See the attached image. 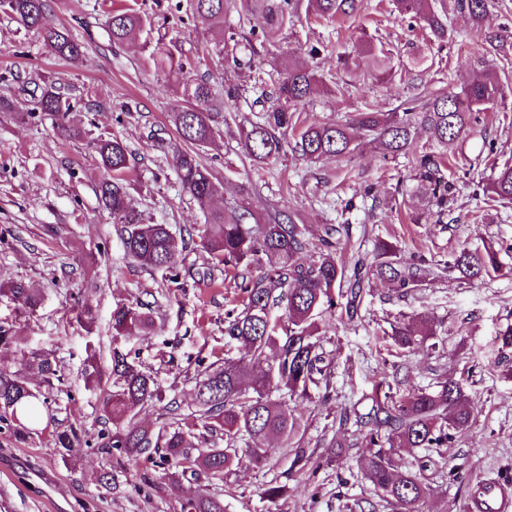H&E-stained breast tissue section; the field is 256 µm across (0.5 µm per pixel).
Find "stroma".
<instances>
[{"label": "stroma", "instance_id": "35a3bbf8", "mask_svg": "<svg viewBox=\"0 0 512 512\" xmlns=\"http://www.w3.org/2000/svg\"><path fill=\"white\" fill-rule=\"evenodd\" d=\"M177 0H113L152 20L151 30L113 44L99 0H48L52 20L83 43L78 64L55 57L41 38L0 11V283L23 282L40 299L25 316L0 297V326L15 330L26 374L48 385L51 403L26 440L0 431V512H187V494L223 499L225 512H390L380 506L359 469L368 450L356 415L371 407L377 386L393 398L433 386L447 373L462 379L471 426L449 440L447 472L426 512H468L467 491L487 475L512 480V357L498 351L500 331L512 327V204H489L485 185L495 164L512 158V44L493 49L464 15H455L447 43L438 44L424 22L400 17L393 0H363L356 16L332 23L298 15L275 42H263L259 18L234 9L223 29L204 30L175 8ZM388 50L392 71L377 79L362 60V46ZM189 59L183 74L144 66L154 47ZM318 48L314 58L324 89L301 106L302 120L345 121L354 113L392 112L405 99L427 91L458 89L481 61L504 84L505 96L459 141L444 147V174L457 191L442 223L418 189L410 156H386L361 139L358 151L312 163L285 148L257 167L244 154L238 127L257 120L265 93L283 76L289 56ZM59 82L77 109L68 116L74 136L58 129L57 116L37 111L34 81ZM219 85L234 94L214 117L215 146L202 149V163L222 183L216 207L232 211L249 189L259 220L277 212L306 225L311 240L322 227L350 221V236L337 248L344 260L371 252L376 239L396 242L405 259L441 258L460 249L492 246L501 268L465 283L450 271L407 296L388 284L367 286L357 316H323L321 341L334 357L328 385L288 407L301 428L289 441L271 440L263 467L245 464L221 481L187 479L169 486L164 471L117 460L105 447L112 423L104 394L87 386V373L108 379L112 350L128 352L157 373L166 397L192 410L200 364L240 358V344L224 337V312L241 305L236 270L214 267L204 248L205 214L183 196L173 167L182 143L171 117L183 110L184 82ZM120 138L131 154L133 205L173 232L190 230L182 254L183 288L153 307L151 334L112 336V313L149 301L162 288L159 274L125 256L112 217L98 202L103 175L92 140L101 132ZM434 319L442 349L400 351L391 327L415 315ZM49 356L58 378L46 381L36 359ZM77 428L71 448L54 435ZM338 455L328 456L331 442ZM302 447L321 458L313 471L290 470L292 451ZM110 473L104 483L102 473ZM285 486L278 500L262 497L269 481Z\"/></svg>", "mask_w": 512, "mask_h": 512}]
</instances>
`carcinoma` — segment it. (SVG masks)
<instances>
[{
    "label": "carcinoma",
    "mask_w": 512,
    "mask_h": 512,
    "mask_svg": "<svg viewBox=\"0 0 512 512\" xmlns=\"http://www.w3.org/2000/svg\"><path fill=\"white\" fill-rule=\"evenodd\" d=\"M237 0H187L193 18L206 28L224 26V14ZM247 11L261 14L266 28L263 37L272 41L293 23L300 0H243ZM398 11L424 20L438 40L448 37L447 8L435 7L434 0H396ZM453 9L468 16L482 39L493 45L512 38V31L483 28L489 0H452ZM0 8L27 31L41 37L57 57L79 63L84 50L80 42L58 28L50 19L46 0H0ZM307 9L315 17L329 20L357 9V0H308ZM151 26L148 15L127 6L108 11L112 43L121 45ZM367 62L380 75L390 74L389 57L384 50H367ZM148 63L157 69L184 72L189 61H173L167 54L150 55ZM322 83V76L303 57L291 58L286 76L279 83L274 99H266L261 120L241 131L243 152L256 164H266L288 144V133L297 138L301 155L311 161L348 156L357 148L353 130L378 143L387 155L409 153L417 130L439 145H448L465 135L478 114L503 97V86L487 72H477L470 83L456 91L442 89L425 100L405 103L401 112H359L346 123L314 122L300 126L295 120L298 106L305 103ZM36 108L61 116L74 105L55 84L39 86ZM183 94L194 106L174 113V124L188 149L175 152L174 162L181 193L196 202L207 214L205 249L211 263L248 269L240 289L243 309L224 314V337L238 342L246 356L224 359L205 368L195 382L196 410L186 413L176 399L164 406L168 423L154 430L141 424L139 414L164 401L156 376L128 361V354L112 350V391L104 409L114 431L107 443L114 453L129 462L148 460L167 469L171 484L178 488L182 477L198 481L224 480L243 462L255 467L266 461V442L272 438L288 441L298 424L283 402H273V390L286 389L289 395L306 396L309 387L329 382L333 365L319 336V319L344 306L353 317L363 297L365 281L375 276L388 282L392 290L405 296L429 280L431 264L419 258L405 262L395 243L378 239L372 258L359 256L349 268L329 251L342 225L323 227L322 245L328 251L309 260L312 243L307 227L292 217L276 213L268 221L251 222L248 199H242L229 213L211 207L223 186L202 165L192 147L211 145L218 130L211 109L224 101V89L207 83L183 84ZM104 176L98 185L103 208L112 215L124 254L161 273L162 279L176 282L180 277L181 255L187 247L166 224H151L130 202L127 185L131 171L127 147L111 136L94 139ZM415 177L429 206L435 208V223L448 211V197L456 188L442 174V157L421 152L413 157ZM490 199L512 203V161L497 167L486 184ZM443 268L456 270L473 282L500 268L492 248L461 250L443 261ZM17 301L29 314L36 312L39 300L21 282L0 286V296ZM281 314H274V310ZM154 327L152 304L142 301L121 306L112 314V328L118 335L132 331L148 333ZM436 325L426 315L400 323L393 329L397 346L408 352L436 346ZM25 364L12 370L0 367V422L22 439L31 433L47 406V396L31 386ZM366 438L369 454L361 462V472L376 495L392 512H424L434 494V481L443 469L435 454L448 447L450 432H465L470 413L460 380L444 375L433 391L414 390L395 401L387 393H375L367 413ZM224 437V447L198 449L216 436ZM421 448L425 454L411 468L400 471L394 455L402 450ZM189 512H224V500L195 495L188 500Z\"/></svg>",
    "instance_id": "1"
}]
</instances>
